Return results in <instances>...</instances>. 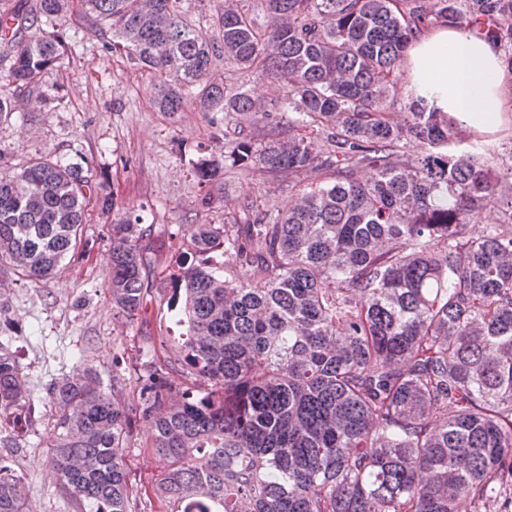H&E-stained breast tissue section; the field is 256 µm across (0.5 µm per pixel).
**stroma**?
<instances>
[{
  "label": "stroma",
  "mask_w": 512,
  "mask_h": 512,
  "mask_svg": "<svg viewBox=\"0 0 512 512\" xmlns=\"http://www.w3.org/2000/svg\"><path fill=\"white\" fill-rule=\"evenodd\" d=\"M65 29L70 62L42 76L43 87L57 92L60 102L49 110L18 108L0 125V172L19 171L39 157L76 163L99 193L111 195L113 208L106 214L89 206L85 250L65 260L54 277L32 282L0 269V325L9 330L34 405L32 413L12 420L19 445L0 447V459L23 476L33 512H80L50 466L57 408L49 385L86 365L110 380L113 367L130 371L147 361L145 337L175 342L183 336L172 296L181 264L192 260L187 226L223 223L261 188L266 207L288 204L287 191L255 171H228L201 191L194 167L200 159L219 158L223 113L200 111L192 100L179 112L157 111L147 74L125 55L105 50L75 17H67ZM137 214L151 229L143 244L156 257L155 291L146 317L127 320L114 316L109 293L112 222ZM150 435L137 420L126 441L129 479L137 487L150 484L161 469Z\"/></svg>",
  "instance_id": "1"
}]
</instances>
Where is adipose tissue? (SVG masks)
I'll return each instance as SVG.
<instances>
[{"label": "adipose tissue", "instance_id": "adipose-tissue-1", "mask_svg": "<svg viewBox=\"0 0 512 512\" xmlns=\"http://www.w3.org/2000/svg\"><path fill=\"white\" fill-rule=\"evenodd\" d=\"M405 69L414 94L472 133L512 130L504 66L496 47L486 40L454 28H434L413 42Z\"/></svg>", "mask_w": 512, "mask_h": 512}]
</instances>
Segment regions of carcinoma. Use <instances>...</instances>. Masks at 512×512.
<instances>
[{"label": "carcinoma", "mask_w": 512, "mask_h": 512, "mask_svg": "<svg viewBox=\"0 0 512 512\" xmlns=\"http://www.w3.org/2000/svg\"><path fill=\"white\" fill-rule=\"evenodd\" d=\"M73 0L0 8V124L14 95L57 96L61 20ZM105 49L157 88L161 112L193 95L224 123V167L288 180L285 211L263 194L228 224L185 236L199 260L174 288L186 328L180 358L157 355L128 404L120 376L92 368L49 387L57 407L51 468L82 512H512V168L494 173L460 147L461 124L407 93L387 109L408 48L438 26L476 31L512 74V0H224L218 38L183 0H79ZM232 83L208 82L217 54ZM284 90L269 106L240 77ZM428 146L417 158L412 144ZM312 172L318 182L301 185ZM211 159L195 166L206 183ZM96 196L76 164L38 159L0 176V266L40 281L80 242ZM491 207L498 224L469 223ZM148 229L112 224L110 293L129 319L154 284ZM224 247L216 265L209 255ZM31 407L15 352L0 343V444ZM154 429L162 470L133 490L131 418ZM0 512H29V488L0 461Z\"/></svg>", "instance_id": "1"}]
</instances>
